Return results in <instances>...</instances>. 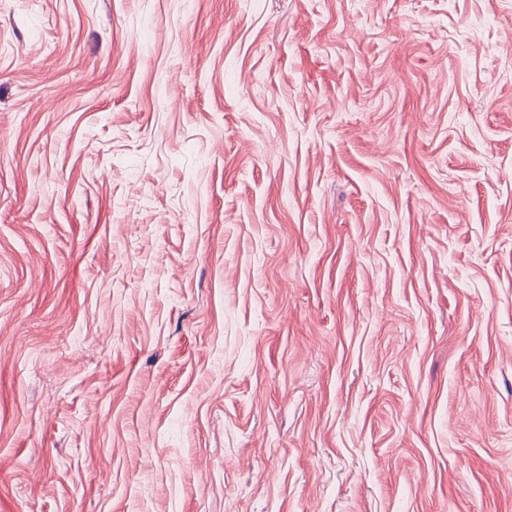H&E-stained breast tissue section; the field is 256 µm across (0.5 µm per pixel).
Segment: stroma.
I'll return each mask as SVG.
<instances>
[{
    "mask_svg": "<svg viewBox=\"0 0 512 512\" xmlns=\"http://www.w3.org/2000/svg\"><path fill=\"white\" fill-rule=\"evenodd\" d=\"M0 512H512V0H0Z\"/></svg>",
    "mask_w": 512,
    "mask_h": 512,
    "instance_id": "1",
    "label": "stroma"
}]
</instances>
